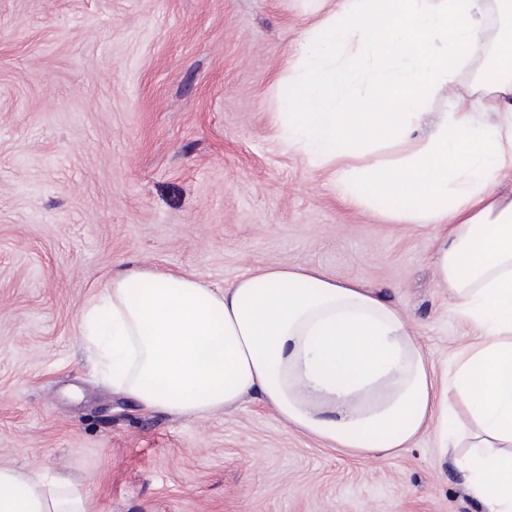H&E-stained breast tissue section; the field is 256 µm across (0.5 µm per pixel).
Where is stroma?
Listing matches in <instances>:
<instances>
[{
  "instance_id": "obj_1",
  "label": "stroma",
  "mask_w": 512,
  "mask_h": 512,
  "mask_svg": "<svg viewBox=\"0 0 512 512\" xmlns=\"http://www.w3.org/2000/svg\"><path fill=\"white\" fill-rule=\"evenodd\" d=\"M332 0H0V465L64 473L92 512H482L436 432L360 459L259 400L204 420L114 395L79 333L112 274L221 288L277 264L371 288L437 375L471 345L431 266L287 149L276 101Z\"/></svg>"
}]
</instances>
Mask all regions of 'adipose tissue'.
<instances>
[{"label": "adipose tissue", "instance_id": "1", "mask_svg": "<svg viewBox=\"0 0 512 512\" xmlns=\"http://www.w3.org/2000/svg\"><path fill=\"white\" fill-rule=\"evenodd\" d=\"M280 108L287 146L333 165L344 200L431 225L437 285L476 343L440 383L409 317L357 281L288 264L224 288L125 271L81 308L98 369L142 409L180 417L258 397L288 429L357 457L399 454L462 405L444 453L485 512H512V191L498 182L512 173V0H338L304 34ZM384 141L396 158H375ZM0 512H91L90 495L0 466Z\"/></svg>", "mask_w": 512, "mask_h": 512}]
</instances>
